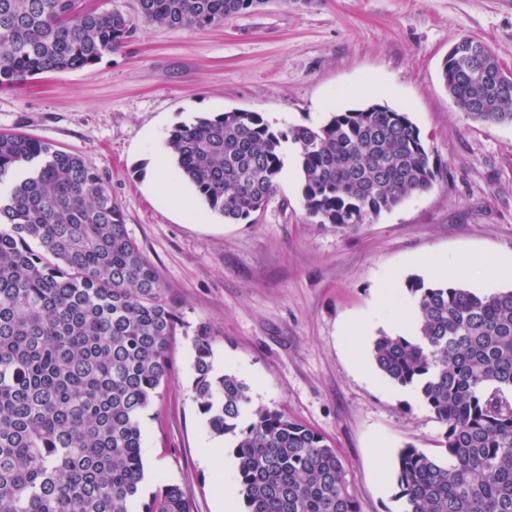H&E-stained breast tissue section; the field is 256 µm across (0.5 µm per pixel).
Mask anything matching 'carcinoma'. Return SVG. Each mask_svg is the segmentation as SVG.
Instances as JSON below:
<instances>
[{"instance_id":"obj_1","label":"carcinoma","mask_w":512,"mask_h":512,"mask_svg":"<svg viewBox=\"0 0 512 512\" xmlns=\"http://www.w3.org/2000/svg\"><path fill=\"white\" fill-rule=\"evenodd\" d=\"M83 0H0V89L101 60L142 24L206 31L254 0H137L129 16ZM442 74L457 108L512 124V71L487 44L455 41ZM295 147L308 216L343 230L432 188L441 164L405 112L381 104L319 126L276 131L232 110L174 126L181 177L230 223L276 194ZM0 512H194L174 484L141 500L142 413L162 398L183 319L125 228L121 206L80 155L0 132ZM411 336L382 334L372 355L415 388L443 426L438 455L395 462L402 512H512V289L478 295L420 278ZM192 390L215 436L231 437L246 512H361L348 465L282 409H248L249 387L213 367L212 327L191 338Z\"/></svg>"}]
</instances>
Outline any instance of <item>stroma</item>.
I'll return each mask as SVG.
<instances>
[{
    "label": "stroma",
    "mask_w": 512,
    "mask_h": 512,
    "mask_svg": "<svg viewBox=\"0 0 512 512\" xmlns=\"http://www.w3.org/2000/svg\"><path fill=\"white\" fill-rule=\"evenodd\" d=\"M485 42L512 70V0H268L206 31L144 25L95 65L0 90V131L81 154L107 180L128 234L171 287L186 323L208 322L213 361L282 408L349 465L362 512H400L395 460L437 450L442 428L416 391L376 368L372 344L412 320L414 278L448 267L477 293L512 288L473 265L512 252V125L459 112L441 77L450 45ZM379 103L408 113L443 166L434 186L342 231L306 214L288 159L255 223L168 205L150 165L180 122L233 109L279 131ZM191 339L178 336L162 401L142 416L145 492L178 485L214 512L202 460L216 444L193 397Z\"/></svg>",
    "instance_id": "1"
}]
</instances>
